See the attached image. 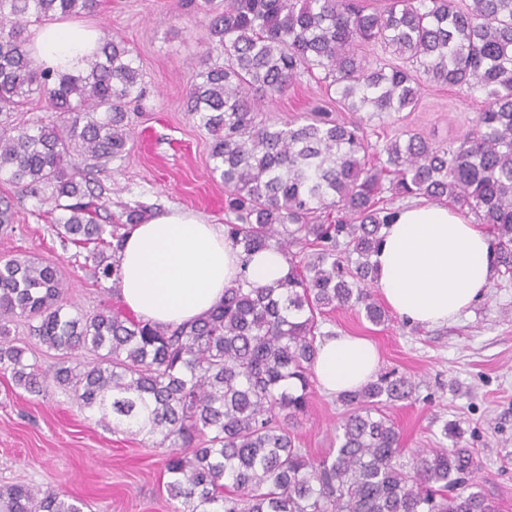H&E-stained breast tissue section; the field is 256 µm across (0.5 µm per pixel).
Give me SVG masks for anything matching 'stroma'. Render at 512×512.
<instances>
[{"instance_id":"35a3bbf8","label":"stroma","mask_w":512,"mask_h":512,"mask_svg":"<svg viewBox=\"0 0 512 512\" xmlns=\"http://www.w3.org/2000/svg\"><path fill=\"white\" fill-rule=\"evenodd\" d=\"M101 37L124 41L143 73V96L132 112L134 144L102 177L107 200L99 223L119 224L135 202L178 206L209 223H226V190L210 173L211 137L186 110L191 76L204 50L205 18L183 0H101L87 15ZM322 70L302 75L288 92L265 99L266 116L286 121L319 107L347 120L321 89ZM485 102L483 92L429 84L415 109L372 118L379 143L408 130L446 146L468 130ZM0 197L13 204L14 223L0 228V259L31 256L57 263L64 298L91 311L103 298L85 266L84 246H61L35 200L0 181ZM322 333L370 339L378 369L411 379L412 399L386 410L399 429L409 462L415 448L459 444L475 449L486 494L512 512V278L495 276L483 297L445 327L412 324L397 314L374 325L363 314L337 309L318 318ZM344 412L335 396L314 388L294 432L309 455L335 447V425ZM459 425V439L443 426ZM25 483L63 491L83 512H180L163 486V456L138 436L112 431L80 409L64 389L46 397L15 394L0 373V486Z\"/></svg>"}]
</instances>
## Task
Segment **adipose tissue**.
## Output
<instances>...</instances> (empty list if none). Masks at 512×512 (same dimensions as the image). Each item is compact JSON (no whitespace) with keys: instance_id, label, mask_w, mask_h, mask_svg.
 <instances>
[{"instance_id":"ef3b65f1","label":"adipose tissue","mask_w":512,"mask_h":512,"mask_svg":"<svg viewBox=\"0 0 512 512\" xmlns=\"http://www.w3.org/2000/svg\"><path fill=\"white\" fill-rule=\"evenodd\" d=\"M43 67L82 70L99 48L97 29L81 21L34 25L27 45ZM373 255L375 286L402 319L426 326L455 321L489 288L494 275L492 237L459 212L419 201L398 211ZM122 304L138 317L174 326L194 321L224 298L238 279L239 249L220 224L180 208L152 214L130 227L119 256ZM276 249L256 253L247 271L267 285L288 272ZM374 344L362 336L336 334L318 348L314 375L327 393L339 395L367 384L378 368Z\"/></svg>"}]
</instances>
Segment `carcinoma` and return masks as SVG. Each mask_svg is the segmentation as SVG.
I'll return each mask as SVG.
<instances>
[{
	"label": "carcinoma",
	"mask_w": 512,
	"mask_h": 512,
	"mask_svg": "<svg viewBox=\"0 0 512 512\" xmlns=\"http://www.w3.org/2000/svg\"><path fill=\"white\" fill-rule=\"evenodd\" d=\"M100 0H0V181L42 204L62 246L94 245L95 282L121 278L118 253L130 224H99L96 175L129 151L131 106L143 74L122 41L105 39L76 74L33 60L24 33L57 17L96 11ZM208 18L205 52L187 111L212 136L211 170L227 192L224 225L242 266L262 250L288 256L274 285L243 275L189 324L163 327L110 302L92 314L63 303L60 268L31 258L0 261V371L40 396L57 385L108 427L166 449L165 489L181 512H499L481 488L475 450L419 448L399 462L401 435L384 408L409 400L411 380L384 373L337 396V447L310 457L293 426L309 406L318 316L359 308L388 320L371 262L393 223L394 198L448 202L474 214L512 276V0H193ZM401 62L372 64L358 46ZM324 71L350 122L260 117L261 99L284 95L304 73ZM435 82L481 89L486 105L446 147L402 132L372 143L358 115L401 112ZM55 114L21 117L32 99ZM390 193L385 197L384 193ZM336 211L326 223L321 214ZM28 322L43 367L6 339ZM88 352L93 362L80 366ZM0 512H82L80 501L28 484L0 486Z\"/></svg>",
	"instance_id": "obj_1"
}]
</instances>
